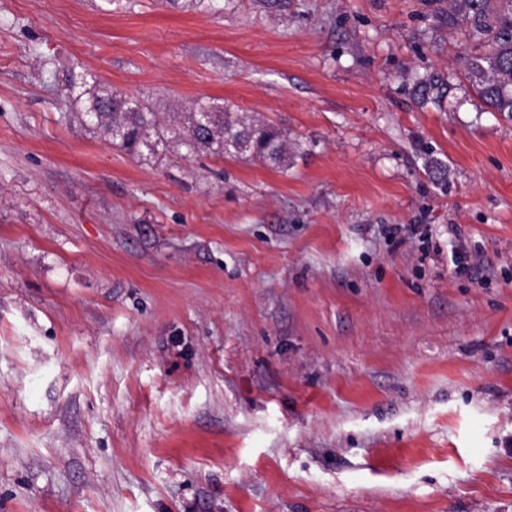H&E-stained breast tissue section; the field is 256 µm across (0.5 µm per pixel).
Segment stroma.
Wrapping results in <instances>:
<instances>
[{
	"mask_svg": "<svg viewBox=\"0 0 512 512\" xmlns=\"http://www.w3.org/2000/svg\"><path fill=\"white\" fill-rule=\"evenodd\" d=\"M447 9L0 0V512H512V115ZM87 72L296 149L128 154Z\"/></svg>",
	"mask_w": 512,
	"mask_h": 512,
	"instance_id": "1",
	"label": "stroma"
}]
</instances>
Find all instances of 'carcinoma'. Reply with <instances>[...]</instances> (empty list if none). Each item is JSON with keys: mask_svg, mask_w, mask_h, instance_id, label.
<instances>
[{"mask_svg": "<svg viewBox=\"0 0 512 512\" xmlns=\"http://www.w3.org/2000/svg\"><path fill=\"white\" fill-rule=\"evenodd\" d=\"M448 23L477 43L478 52L464 58L465 77L478 98L496 112L512 115V0H448ZM74 101L84 103L85 124L102 138L113 139L129 154L168 138L188 152L215 156L249 155L288 167V137L273 124L245 120L228 104L197 100L188 121L175 113L157 112L144 99L99 87L95 76L71 82ZM120 134L112 136V128Z\"/></svg>", "mask_w": 512, "mask_h": 512, "instance_id": "1", "label": "carcinoma"}]
</instances>
